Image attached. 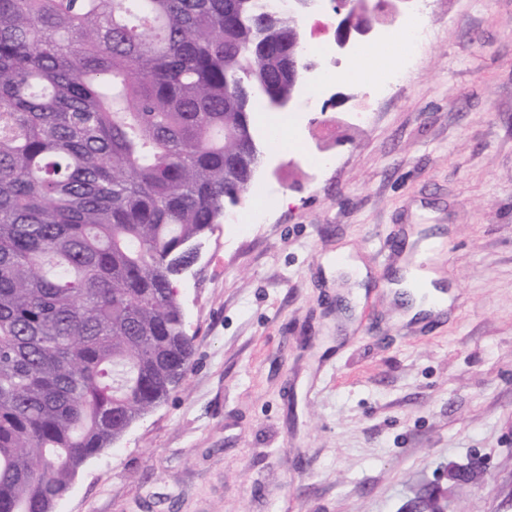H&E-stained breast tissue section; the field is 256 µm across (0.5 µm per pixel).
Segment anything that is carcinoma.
I'll use <instances>...</instances> for the list:
<instances>
[{"label":"carcinoma","instance_id":"obj_1","mask_svg":"<svg viewBox=\"0 0 512 512\" xmlns=\"http://www.w3.org/2000/svg\"><path fill=\"white\" fill-rule=\"evenodd\" d=\"M264 0H0V512L184 380L175 282L248 190L257 104L293 93Z\"/></svg>","mask_w":512,"mask_h":512}]
</instances>
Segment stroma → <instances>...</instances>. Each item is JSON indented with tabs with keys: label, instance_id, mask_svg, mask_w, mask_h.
<instances>
[{
	"label": "stroma",
	"instance_id": "35a3bbf8",
	"mask_svg": "<svg viewBox=\"0 0 512 512\" xmlns=\"http://www.w3.org/2000/svg\"><path fill=\"white\" fill-rule=\"evenodd\" d=\"M430 39L367 121L365 81L303 98L299 149L260 133L242 215L222 220L176 287L196 338L182 385L80 469L56 512H512V0H431ZM452 294L406 319L388 284L409 237ZM347 252L359 286L336 272ZM473 466L453 481L449 466Z\"/></svg>",
	"mask_w": 512,
	"mask_h": 512
}]
</instances>
